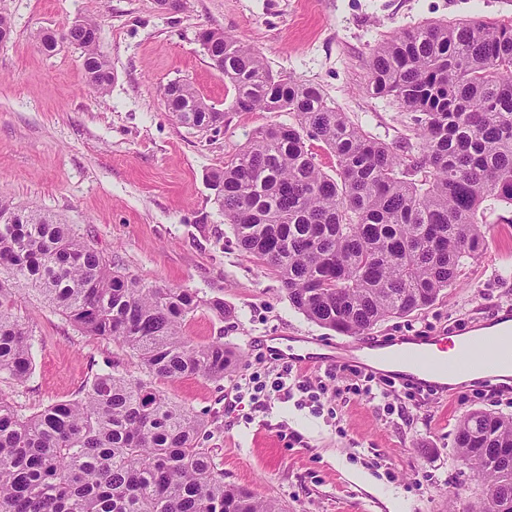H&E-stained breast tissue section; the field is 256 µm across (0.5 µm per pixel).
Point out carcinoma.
I'll return each instance as SVG.
<instances>
[{"label": "carcinoma", "mask_w": 512, "mask_h": 512, "mask_svg": "<svg viewBox=\"0 0 512 512\" xmlns=\"http://www.w3.org/2000/svg\"><path fill=\"white\" fill-rule=\"evenodd\" d=\"M75 34L89 86L107 94L112 69L98 27ZM210 59L239 112H286L210 175L241 249L279 279L291 305L344 336L431 306L456 286L483 242V204L512 206V22L429 21L378 44L366 89L408 111L415 145L381 142L321 90L275 74L261 54L203 29ZM182 125L218 130L224 112L187 82L164 87ZM336 158L324 172L310 142ZM32 292L89 336L110 338L144 377L97 373L79 398L29 415L0 395V512H283L224 483L203 422L154 386L157 379H222L236 356L222 341L185 335L189 315L224 300L150 288L112 264L56 216L0 197V375L33 372V329L15 313ZM456 454L484 489L485 512H512V417L473 411Z\"/></svg>", "instance_id": "1"}]
</instances>
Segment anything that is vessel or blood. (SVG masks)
<instances>
[{"instance_id":"b4317fda","label":"vessel or blood","mask_w":512,"mask_h":512,"mask_svg":"<svg viewBox=\"0 0 512 512\" xmlns=\"http://www.w3.org/2000/svg\"><path fill=\"white\" fill-rule=\"evenodd\" d=\"M479 328V335L470 344L457 345L453 350L448 347L449 332L443 331L425 340L405 337L391 350L378 343L342 341L317 355L312 352V339L305 337L287 345L282 356L289 364L304 368L321 362L357 364L373 371L385 364L392 367L393 377L413 384L419 383L421 374L436 373L444 377L439 389L445 394L451 388V379L464 378L471 370H491L499 363L512 366V313L494 314Z\"/></svg>"}]
</instances>
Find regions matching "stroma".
I'll return each instance as SVG.
<instances>
[{
  "label": "stroma",
  "instance_id": "35a3bbf8",
  "mask_svg": "<svg viewBox=\"0 0 512 512\" xmlns=\"http://www.w3.org/2000/svg\"><path fill=\"white\" fill-rule=\"evenodd\" d=\"M13 25L0 43V197L56 215L148 287L188 288L222 298L231 315L201 308L185 333L223 341L238 361L223 379L156 380L204 419L200 440L225 483L277 500L286 512H479L477 476L455 451L459 421L475 410L512 416V393L461 384L427 401L392 389L401 414L361 395L352 376L326 381L304 369L307 391L253 400L252 376L270 383L283 359L275 342L305 336L329 345L336 332L290 304L276 275L240 249L211 187V172L284 112H239L232 85L197 39L220 28L259 51L273 72L317 85L365 132L398 144L406 110L365 90L373 49L428 20L512 21V0H184L177 12L155 0H0ZM76 18L99 24L114 80L106 97L88 85L83 51H45L40 34ZM190 83L224 112L219 132L176 123L163 99L172 80ZM484 245L456 287L429 308L375 326L381 341L432 336L512 308V207L488 201ZM15 309L35 333L34 373L25 385L0 379L24 413L75 398L95 373L140 376L137 361L109 339L81 333L37 296Z\"/></svg>",
  "mask_w": 512,
  "mask_h": 512
}]
</instances>
